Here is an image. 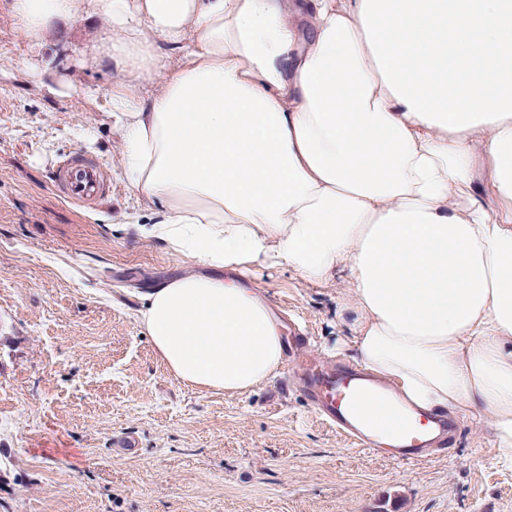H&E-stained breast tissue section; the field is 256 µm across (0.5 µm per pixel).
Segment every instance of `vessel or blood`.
I'll use <instances>...</instances> for the list:
<instances>
[{"label": "vessel or blood", "instance_id": "b4317fda", "mask_svg": "<svg viewBox=\"0 0 512 512\" xmlns=\"http://www.w3.org/2000/svg\"><path fill=\"white\" fill-rule=\"evenodd\" d=\"M54 184L65 198L81 204L109 189L103 164L77 156L62 160ZM306 392L316 413L353 444L395 458L422 457L454 427L452 421L435 416L406 415L389 389L347 366L333 372L309 368Z\"/></svg>", "mask_w": 512, "mask_h": 512}]
</instances>
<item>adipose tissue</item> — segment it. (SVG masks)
Here are the masks:
<instances>
[{"instance_id": "1", "label": "adipose tissue", "mask_w": 512, "mask_h": 512, "mask_svg": "<svg viewBox=\"0 0 512 512\" xmlns=\"http://www.w3.org/2000/svg\"><path fill=\"white\" fill-rule=\"evenodd\" d=\"M10 7L33 40L106 22L84 61L118 75L124 176L162 208L141 232L201 266L138 311L178 379L242 393L279 373L253 266L344 269L358 362L420 413L489 417L512 464V0Z\"/></svg>"}]
</instances>
